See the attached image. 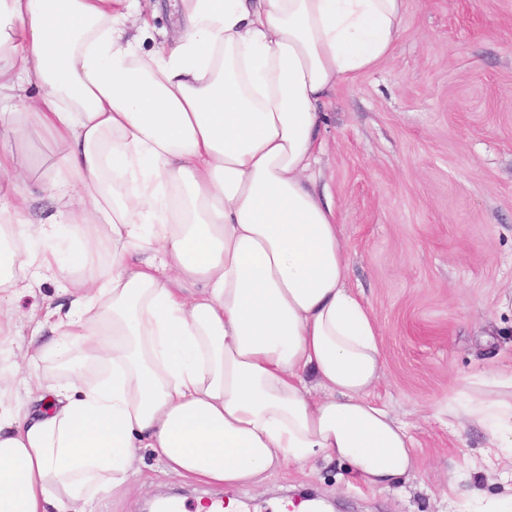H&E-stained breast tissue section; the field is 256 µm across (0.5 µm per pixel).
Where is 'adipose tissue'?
<instances>
[{
    "label": "adipose tissue",
    "mask_w": 512,
    "mask_h": 512,
    "mask_svg": "<svg viewBox=\"0 0 512 512\" xmlns=\"http://www.w3.org/2000/svg\"><path fill=\"white\" fill-rule=\"evenodd\" d=\"M137 5L0 0V335L25 319L32 347L0 359L74 368L0 402V512H89L143 448L198 484L338 459L391 485L411 438L373 397L379 330L315 165L321 105L391 57L404 0H182L148 57ZM32 128L57 147L39 173ZM42 279L68 307L22 312ZM493 386L446 412L512 460V372Z\"/></svg>",
    "instance_id": "1"
}]
</instances>
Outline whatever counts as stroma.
Segmentation results:
<instances>
[{"label": "stroma", "mask_w": 512, "mask_h": 512, "mask_svg": "<svg viewBox=\"0 0 512 512\" xmlns=\"http://www.w3.org/2000/svg\"><path fill=\"white\" fill-rule=\"evenodd\" d=\"M179 0H141L156 52ZM403 34L379 68L322 107L319 168L336 203L350 284L380 332L375 390L408 424L414 470L375 487L340 461L287 466L263 489L182 481L142 451L127 489L92 512H144L220 497L276 512L300 494L326 512H477L512 494L482 431L450 429L442 408L468 381L512 368V0H405Z\"/></svg>", "instance_id": "1"}]
</instances>
